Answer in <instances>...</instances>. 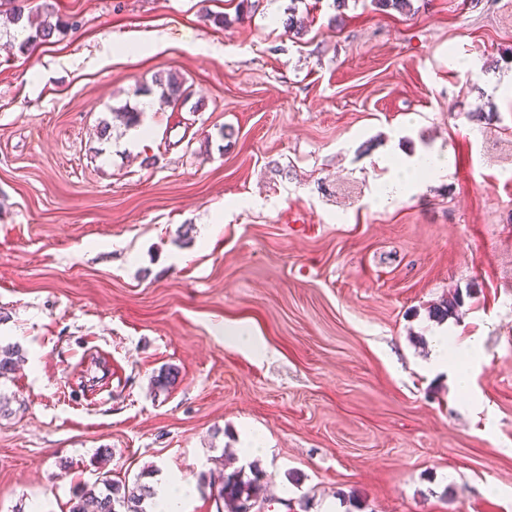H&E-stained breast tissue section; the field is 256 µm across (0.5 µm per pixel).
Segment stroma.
I'll list each match as a JSON object with an SVG mask.
<instances>
[{"label": "stroma", "instance_id": "1", "mask_svg": "<svg viewBox=\"0 0 512 512\" xmlns=\"http://www.w3.org/2000/svg\"><path fill=\"white\" fill-rule=\"evenodd\" d=\"M32 3L79 27L0 50V512L104 473L216 512L252 434L265 512H512V0ZM428 151L449 174L379 207ZM439 329L477 351L433 371ZM154 84L158 89L160 96L173 102H183L185 100L183 81L176 73L159 74L155 77ZM154 490V512H182L184 502L191 493L189 485L171 477L158 481Z\"/></svg>", "mask_w": 512, "mask_h": 512}]
</instances>
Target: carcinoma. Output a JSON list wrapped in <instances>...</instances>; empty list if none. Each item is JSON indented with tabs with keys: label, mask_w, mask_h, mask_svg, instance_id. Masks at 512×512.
<instances>
[{
	"label": "carcinoma",
	"mask_w": 512,
	"mask_h": 512,
	"mask_svg": "<svg viewBox=\"0 0 512 512\" xmlns=\"http://www.w3.org/2000/svg\"><path fill=\"white\" fill-rule=\"evenodd\" d=\"M8 8L0 9V30L12 41L18 43L22 53L38 44H51L55 39L74 27L76 22L54 16L46 11L35 14L28 8V0H5ZM154 84L160 96L173 102L184 101L183 81L176 73H167L155 77ZM141 111L136 107L125 106L115 112V118L127 127L140 123ZM18 355L10 347L0 346V379L7 378L15 370ZM211 486L216 488L214 502L216 512H252L257 504L268 500L267 484L261 470L252 464L232 471L221 468L218 474H210ZM151 497V487L138 481L129 485L116 483L112 479L101 480V485H94L77 494L70 512H147L144 503Z\"/></svg>",
	"instance_id": "carcinoma-1"
}]
</instances>
